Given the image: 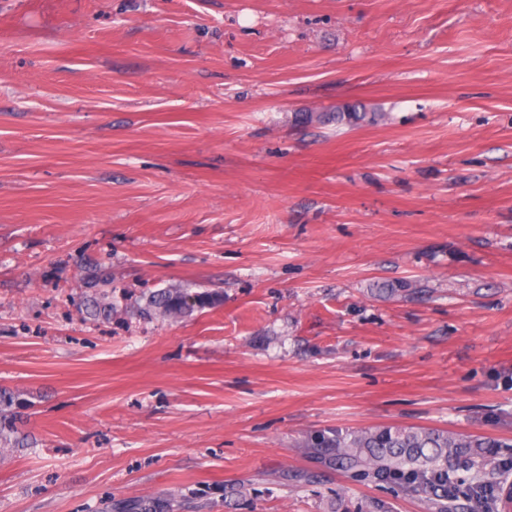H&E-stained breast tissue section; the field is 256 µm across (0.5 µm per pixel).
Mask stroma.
<instances>
[{
  "mask_svg": "<svg viewBox=\"0 0 512 512\" xmlns=\"http://www.w3.org/2000/svg\"><path fill=\"white\" fill-rule=\"evenodd\" d=\"M0 388V512H428L297 443L512 438V0H0ZM213 304H215V296L210 293L191 294L180 288H165L153 292L141 313L144 315L155 313L177 319ZM24 404L19 394L7 390H0V451H3L6 444L11 441V434L14 433L15 409ZM170 502L164 498H140L121 502L118 504V512H173Z\"/></svg>",
  "mask_w": 512,
  "mask_h": 512,
  "instance_id": "35a3bbf8",
  "label": "stroma"
}]
</instances>
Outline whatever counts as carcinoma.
<instances>
[{
    "label": "carcinoma",
    "instance_id": "cac0c4a2",
    "mask_svg": "<svg viewBox=\"0 0 512 512\" xmlns=\"http://www.w3.org/2000/svg\"><path fill=\"white\" fill-rule=\"evenodd\" d=\"M381 112H359L356 108L332 113L338 123H374ZM215 304V296L191 294L180 288L153 292L142 314H161L177 319ZM23 405L18 394L0 390V445L11 441L15 409ZM298 447L326 466L352 470L361 476L398 486L404 493L420 497L429 512H482L504 505L509 484L501 481L505 462L500 449L512 448V439L449 430L378 425L357 430H330L306 436ZM471 472L465 479L459 472ZM118 512H172L164 498H140L118 504Z\"/></svg>",
    "mask_w": 512,
    "mask_h": 512
}]
</instances>
